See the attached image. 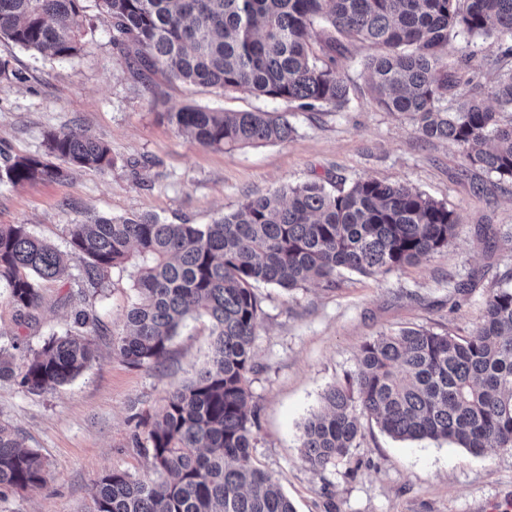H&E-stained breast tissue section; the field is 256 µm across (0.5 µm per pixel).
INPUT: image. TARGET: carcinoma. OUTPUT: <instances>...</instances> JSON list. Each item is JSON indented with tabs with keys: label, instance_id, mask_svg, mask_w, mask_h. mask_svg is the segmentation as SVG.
<instances>
[{
	"label": "carcinoma",
	"instance_id": "1",
	"mask_svg": "<svg viewBox=\"0 0 512 512\" xmlns=\"http://www.w3.org/2000/svg\"><path fill=\"white\" fill-rule=\"evenodd\" d=\"M85 0H0V38L45 58L77 57ZM112 44L135 49L136 66L216 93L282 99L304 110L340 111L349 79L338 72L348 45L378 108L407 117L425 139L462 150L465 168L512 181V0H96ZM492 40L483 57L487 89L463 84L444 62L450 37ZM178 132L222 150L284 142L283 116L256 110L185 107L167 115ZM112 166L110 148L82 130L46 136V153L0 158V181H60L69 168ZM459 217L414 187L360 178L316 179L244 199L211 224L167 223L153 215H90L69 229V251L0 225V284L18 325L41 303V285L77 263L102 287L116 267L135 269L137 292L113 353L129 364H160L186 320L211 323L210 361L166 393L149 417L152 474L112 470L92 486L89 512H294L280 484L252 461L249 418L252 344L259 318L255 285L285 291L330 286L341 269L384 277L448 250ZM96 357L80 333L37 350L0 347V378L30 391L75 379ZM302 425V461L323 470L346 457L360 417L399 440L446 441L479 455L512 448V287L490 292L482 322L466 339L418 328L366 342L345 383L322 395ZM48 465L0 422V488L36 490Z\"/></svg>",
	"mask_w": 512,
	"mask_h": 512
}]
</instances>
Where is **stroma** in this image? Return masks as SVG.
<instances>
[{"mask_svg": "<svg viewBox=\"0 0 512 512\" xmlns=\"http://www.w3.org/2000/svg\"><path fill=\"white\" fill-rule=\"evenodd\" d=\"M87 14L92 27L85 48L68 61L45 60L0 40V59L18 74L0 83V151L41 155L48 132L77 127L110 146L113 164L74 170L57 182L0 183V225H27L64 251L70 225L90 213L208 224L245 197L326 177L406 183L444 203L459 217L457 235L447 252L428 262L379 279L343 270L329 288L257 287L252 460L279 480L296 512H512V448L476 456L443 441H401L365 418L348 455L313 471L297 442L322 393L354 370L366 342L408 327L460 339L474 334L487 294L512 284V240L499 237L488 246L477 234L484 225L512 226V182L465 171L457 146L423 140L408 120L380 110L358 81L361 47H351L337 64L358 81L347 106L310 111L286 100L219 95L158 72L134 73L113 47L108 22L96 8ZM187 105L261 108L287 117L296 132L282 143L214 150L168 123L167 113ZM471 277L476 287L458 294L455 283ZM69 292L75 304L60 305ZM42 293L37 320L28 327L18 326L0 295V346L20 335L37 349L73 332L79 307L97 317L81 330L97 358L75 380L43 391L0 379V422L51 468L46 487L8 491L0 512H87L102 473H148L146 419L167 391L209 360L211 326L189 320L165 362L133 366L112 352L136 297L129 271L110 270L103 288L87 290L75 266L66 280L44 283Z\"/></svg>", "mask_w": 512, "mask_h": 512, "instance_id": "obj_1", "label": "stroma"}]
</instances>
